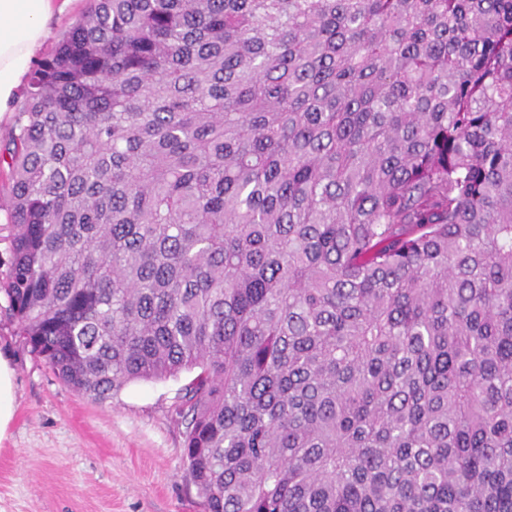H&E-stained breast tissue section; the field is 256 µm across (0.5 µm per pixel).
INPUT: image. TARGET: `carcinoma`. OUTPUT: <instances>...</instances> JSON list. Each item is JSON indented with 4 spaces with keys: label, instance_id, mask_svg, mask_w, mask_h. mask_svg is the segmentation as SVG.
Returning <instances> with one entry per match:
<instances>
[{
    "label": "carcinoma",
    "instance_id": "carcinoma-1",
    "mask_svg": "<svg viewBox=\"0 0 512 512\" xmlns=\"http://www.w3.org/2000/svg\"><path fill=\"white\" fill-rule=\"evenodd\" d=\"M2 162L24 349L197 370L205 512H512V0H93Z\"/></svg>",
    "mask_w": 512,
    "mask_h": 512
}]
</instances>
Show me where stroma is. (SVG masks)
<instances>
[{
    "label": "stroma",
    "instance_id": "1",
    "mask_svg": "<svg viewBox=\"0 0 512 512\" xmlns=\"http://www.w3.org/2000/svg\"><path fill=\"white\" fill-rule=\"evenodd\" d=\"M0 292V355L16 415L0 442V512H204L175 405L192 372L82 396L23 349Z\"/></svg>",
    "mask_w": 512,
    "mask_h": 512
}]
</instances>
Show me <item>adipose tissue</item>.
Returning a JSON list of instances; mask_svg holds the SVG:
<instances>
[{
    "label": "adipose tissue",
    "instance_id": "adipose-tissue-1",
    "mask_svg": "<svg viewBox=\"0 0 512 512\" xmlns=\"http://www.w3.org/2000/svg\"><path fill=\"white\" fill-rule=\"evenodd\" d=\"M68 0H0V113L13 111L18 89Z\"/></svg>",
    "mask_w": 512,
    "mask_h": 512
}]
</instances>
